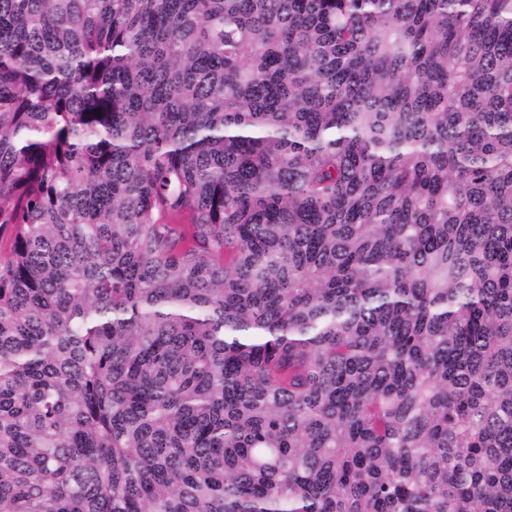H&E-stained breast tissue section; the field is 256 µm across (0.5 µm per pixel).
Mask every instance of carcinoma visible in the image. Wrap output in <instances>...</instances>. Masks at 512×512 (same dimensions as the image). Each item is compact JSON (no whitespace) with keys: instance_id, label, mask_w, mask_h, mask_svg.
Instances as JSON below:
<instances>
[{"instance_id":"obj_1","label":"carcinoma","mask_w":512,"mask_h":512,"mask_svg":"<svg viewBox=\"0 0 512 512\" xmlns=\"http://www.w3.org/2000/svg\"><path fill=\"white\" fill-rule=\"evenodd\" d=\"M3 237L0 512H512V0H0Z\"/></svg>"}]
</instances>
